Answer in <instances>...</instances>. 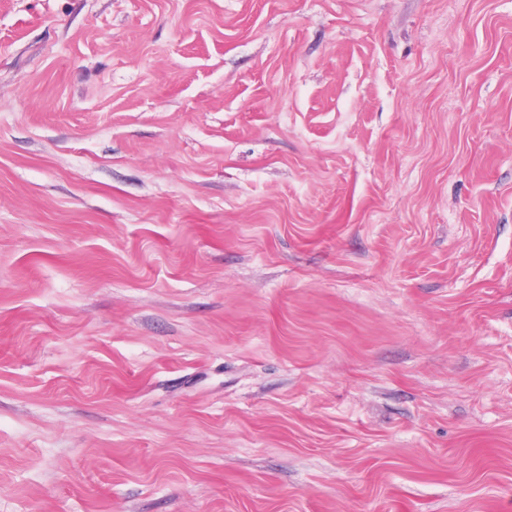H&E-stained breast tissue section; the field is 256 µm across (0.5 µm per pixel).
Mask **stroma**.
Here are the masks:
<instances>
[{
    "mask_svg": "<svg viewBox=\"0 0 512 512\" xmlns=\"http://www.w3.org/2000/svg\"><path fill=\"white\" fill-rule=\"evenodd\" d=\"M0 512H512V0H0Z\"/></svg>",
    "mask_w": 512,
    "mask_h": 512,
    "instance_id": "1",
    "label": "stroma"
}]
</instances>
